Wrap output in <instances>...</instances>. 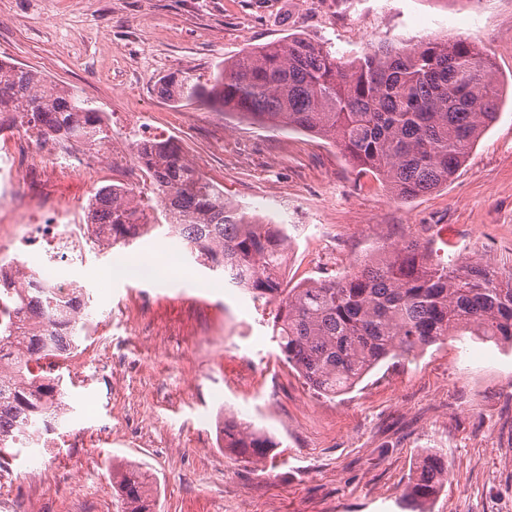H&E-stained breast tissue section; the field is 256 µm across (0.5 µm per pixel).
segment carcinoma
<instances>
[{
    "instance_id": "obj_1",
    "label": "carcinoma",
    "mask_w": 512,
    "mask_h": 512,
    "mask_svg": "<svg viewBox=\"0 0 512 512\" xmlns=\"http://www.w3.org/2000/svg\"><path fill=\"white\" fill-rule=\"evenodd\" d=\"M175 100H197L270 127H288L338 143L360 173L381 177L409 202L455 174L498 115L501 87L491 59L455 38L406 48L381 43L350 61L323 43L291 34L227 60L204 86L185 76L167 81ZM68 139L107 137L95 109L78 94L47 84L35 69L0 61V113ZM161 202L168 233L182 238L198 265L223 275L255 300L275 305L272 339L304 383L326 397L344 393L387 359L404 358L449 336L512 344V272L461 256L433 261L429 244L404 237L365 256L340 278L283 288L277 275L288 237L278 224L251 220L224 200L178 148L164 139L131 143ZM91 223L104 224L112 244L155 230L142 201L104 186ZM49 301L31 288L17 314ZM75 304L67 302L63 307ZM64 324L50 321L27 336L0 335V467L10 450L55 431L53 407L61 376L45 383L37 368L66 358L88 339L87 302ZM276 443L236 417L224 418V448L260 458ZM448 481V466L425 455L403 493L409 512H427ZM113 487L125 512H152L153 486L134 465L118 466Z\"/></svg>"
}]
</instances>
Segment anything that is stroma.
I'll return each mask as SVG.
<instances>
[{
  "mask_svg": "<svg viewBox=\"0 0 512 512\" xmlns=\"http://www.w3.org/2000/svg\"><path fill=\"white\" fill-rule=\"evenodd\" d=\"M291 33L349 60L384 41L469 38L494 62L498 117L447 185L404 203L331 140L161 90L173 75L207 81L224 60ZM0 60L110 113L115 146L143 123L229 200L271 224L300 219L284 287L344 274L405 236L512 270V0H0ZM182 249L159 228L72 270L100 357L65 370L70 410L53 449H15L0 512H19L18 485L33 493L31 512H123L112 486L120 463L149 475L153 512H402L429 453L448 462L431 512H512V346L456 337L323 397L281 359L270 312ZM167 251L181 252V275L101 279L118 258ZM229 415L276 447L250 461L225 450Z\"/></svg>",
  "mask_w": 512,
  "mask_h": 512,
  "instance_id": "1",
  "label": "stroma"
}]
</instances>
